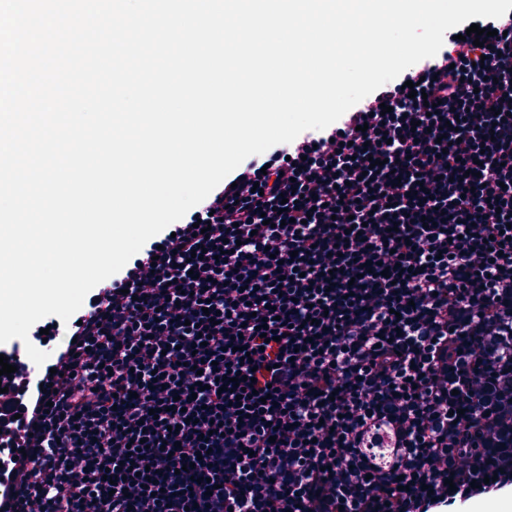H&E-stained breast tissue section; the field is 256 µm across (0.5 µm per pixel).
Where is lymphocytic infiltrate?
Masks as SVG:
<instances>
[{
    "label": "lymphocytic infiltrate",
    "instance_id": "f902f5d3",
    "mask_svg": "<svg viewBox=\"0 0 512 512\" xmlns=\"http://www.w3.org/2000/svg\"><path fill=\"white\" fill-rule=\"evenodd\" d=\"M478 25L490 46L449 39L241 163L75 325L32 330L56 376L0 351V447L26 451L0 512H449L512 487V10Z\"/></svg>",
    "mask_w": 512,
    "mask_h": 512
}]
</instances>
